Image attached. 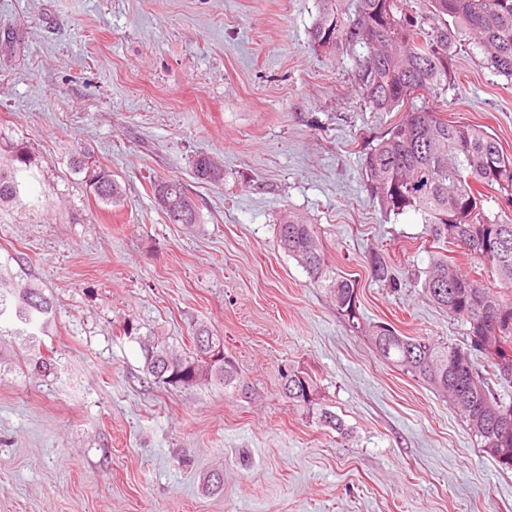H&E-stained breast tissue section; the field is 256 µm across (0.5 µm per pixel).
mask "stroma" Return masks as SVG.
I'll return each instance as SVG.
<instances>
[{"label":"stroma","instance_id":"35a3bbf8","mask_svg":"<svg viewBox=\"0 0 512 512\" xmlns=\"http://www.w3.org/2000/svg\"><path fill=\"white\" fill-rule=\"evenodd\" d=\"M319 7L0 0V135L39 157L28 195L44 200L0 212V280L52 297L39 341L55 365L30 377L14 342L0 344V512H512V471L278 245L281 212L304 217L357 281L366 320L465 343L421 288L420 215L384 216L364 187L360 155L400 115L369 107L351 56L312 46ZM452 64L432 107L512 155V81L470 39ZM76 146L111 169L123 204L71 172ZM202 152L222 183L194 177ZM169 177L200 224L166 223L150 182ZM375 251L399 291L369 277ZM125 317L180 349L208 325L245 392L155 383L119 332ZM291 370L313 379L346 434L287 402Z\"/></svg>","mask_w":512,"mask_h":512}]
</instances>
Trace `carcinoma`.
Here are the masks:
<instances>
[{"label": "carcinoma", "mask_w": 512, "mask_h": 512, "mask_svg": "<svg viewBox=\"0 0 512 512\" xmlns=\"http://www.w3.org/2000/svg\"><path fill=\"white\" fill-rule=\"evenodd\" d=\"M420 5V11L410 13L408 0H320L309 35L326 55L352 56L355 84L374 110L402 113L367 143L361 156L365 188L380 211L386 216L409 210L420 214L432 243L457 246L491 273L492 280L485 283L439 251L431 254L425 271L423 292L467 326L466 346L404 336L383 322L363 323L358 283L328 263L316 225L286 211L277 240L312 283L329 289L337 312L352 328L364 331L380 358L446 396L480 448L502 469L512 470V430L499 423L500 416L512 413V400L489 386L493 379L512 382L497 362L503 347L512 348V216L503 210L486 212L487 197L481 191L496 186L512 205V155L482 127L448 121L423 104L454 85L453 53L467 34L478 41L488 64L512 79V0H420ZM70 165L99 201L124 200L112 172L82 148H73ZM36 167L38 159L26 147L0 141V210L22 203L25 177L34 175ZM193 175L212 183L223 180L224 172L213 157L201 153ZM150 188L166 223H199L198 207L182 180L157 179ZM367 265L372 279L398 288L380 254H371ZM53 308L52 299L35 285L0 287V323L12 324L0 326V339L23 340V361L32 377H46L54 369L53 359L36 346ZM119 329L139 344L144 370L165 388H239L234 363L212 358L213 351L224 349V337L205 325L191 329L192 347L183 353L158 337L139 335L132 319L123 320ZM476 352L487 359L486 369L475 362ZM282 393L307 414H316L318 424L345 434L343 422L319 406L310 377L288 374L282 378Z\"/></svg>", "instance_id": "obj_1"}]
</instances>
